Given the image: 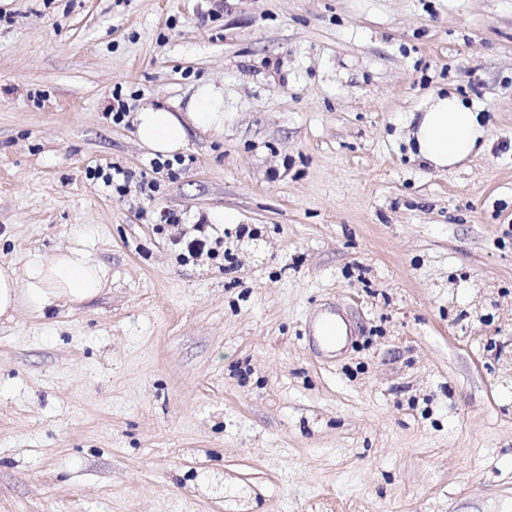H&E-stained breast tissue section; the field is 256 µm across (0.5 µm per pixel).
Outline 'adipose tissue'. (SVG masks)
<instances>
[{
	"instance_id": "adipose-tissue-1",
	"label": "adipose tissue",
	"mask_w": 512,
	"mask_h": 512,
	"mask_svg": "<svg viewBox=\"0 0 512 512\" xmlns=\"http://www.w3.org/2000/svg\"><path fill=\"white\" fill-rule=\"evenodd\" d=\"M223 124L224 96L207 83L198 86L188 111L147 106L135 118L140 144L165 157L185 147L188 126L206 129ZM484 134L475 105L453 93H436L416 120L412 142L418 159L445 169L477 155ZM106 277V268L79 247L51 257L29 254L23 277H16L12 266H0V315L11 314L22 296L39 311L63 302L87 301L100 293Z\"/></svg>"
}]
</instances>
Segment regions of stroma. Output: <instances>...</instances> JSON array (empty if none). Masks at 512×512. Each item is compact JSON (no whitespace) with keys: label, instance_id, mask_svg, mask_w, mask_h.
Returning a JSON list of instances; mask_svg holds the SVG:
<instances>
[{"label":"stroma","instance_id":"obj_1","mask_svg":"<svg viewBox=\"0 0 512 512\" xmlns=\"http://www.w3.org/2000/svg\"><path fill=\"white\" fill-rule=\"evenodd\" d=\"M202 81L146 195L112 94ZM444 91L486 147L437 170ZM70 246L107 287L0 317V512H512V0H0V263ZM480 110L452 93L432 94L417 117L413 142L416 157L436 169L452 168L483 149Z\"/></svg>","mask_w":512,"mask_h":512}]
</instances>
